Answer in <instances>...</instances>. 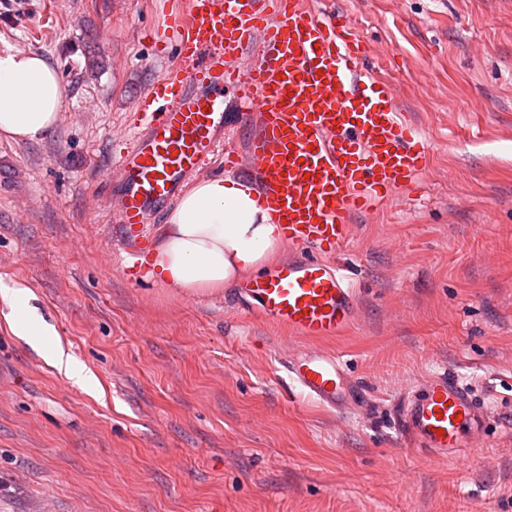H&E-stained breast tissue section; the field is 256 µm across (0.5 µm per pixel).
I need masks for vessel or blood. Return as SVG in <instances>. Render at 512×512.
Masks as SVG:
<instances>
[{
	"instance_id": "obj_1",
	"label": "vessel or blood",
	"mask_w": 512,
	"mask_h": 512,
	"mask_svg": "<svg viewBox=\"0 0 512 512\" xmlns=\"http://www.w3.org/2000/svg\"><path fill=\"white\" fill-rule=\"evenodd\" d=\"M178 54L141 100L143 128L113 162L122 181V233L144 274L151 212L174 204L187 179L224 143V90L259 103L251 142L269 208L298 255L246 281L256 315L303 339L344 333L358 297L333 256L350 242L353 214L376 210L396 193L416 192L429 145L400 112L393 88L365 63L351 21L304 0H188L166 15ZM263 36L266 54L241 72L219 59ZM291 381L320 404L346 395V364L335 352L286 360ZM414 446L435 457L463 455L485 417L457 379L441 375L401 405Z\"/></svg>"
}]
</instances>
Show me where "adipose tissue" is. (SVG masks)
Masks as SVG:
<instances>
[{
    "instance_id": "ef3b65f1",
    "label": "adipose tissue",
    "mask_w": 512,
    "mask_h": 512,
    "mask_svg": "<svg viewBox=\"0 0 512 512\" xmlns=\"http://www.w3.org/2000/svg\"><path fill=\"white\" fill-rule=\"evenodd\" d=\"M67 88L41 54L0 53V134L40 139L61 119ZM283 246L281 228L251 181L231 175L198 181L164 225L154 265L167 287L205 297L260 272Z\"/></svg>"
}]
</instances>
